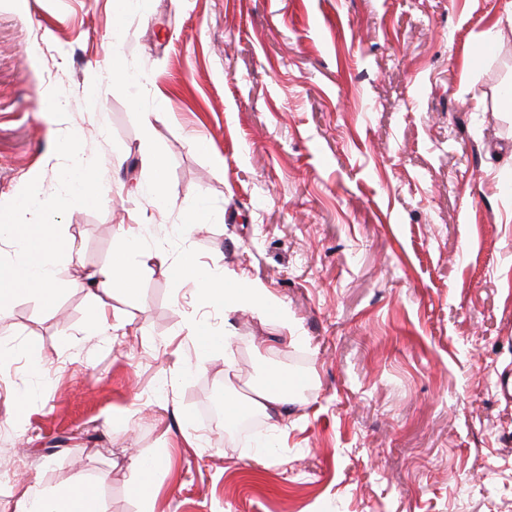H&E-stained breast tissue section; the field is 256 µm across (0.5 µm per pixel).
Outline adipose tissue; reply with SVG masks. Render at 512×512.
<instances>
[{"label":"adipose tissue","mask_w":512,"mask_h":512,"mask_svg":"<svg viewBox=\"0 0 512 512\" xmlns=\"http://www.w3.org/2000/svg\"><path fill=\"white\" fill-rule=\"evenodd\" d=\"M0 237L16 242L18 253L9 261H0V298L14 293L18 287L31 286L42 297L45 305H53L66 288L56 274L55 259L70 248L69 240L57 233L33 235L30 225L4 224ZM181 272L185 278L200 283L204 292L219 297L225 315H232L245 305L265 308L268 297L261 285L239 282L237 287H224L222 280L205 273L192 256H184ZM139 267L132 257L130 244H121L111 262L95 271L93 279L101 291L112 293L115 289L135 292ZM17 512H101L95 494L83 477H75L64 487L48 491H23Z\"/></svg>","instance_id":"1"}]
</instances>
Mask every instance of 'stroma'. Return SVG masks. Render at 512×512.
<instances>
[{
	"mask_svg": "<svg viewBox=\"0 0 512 512\" xmlns=\"http://www.w3.org/2000/svg\"><path fill=\"white\" fill-rule=\"evenodd\" d=\"M510 85L512 0H0V216L82 284L0 305V512L77 474L140 512L155 453V512H512ZM127 236L136 292L86 288ZM281 381L267 456L236 426ZM181 272L185 278L202 284V290L208 296L219 297L224 305L225 316L236 313L244 305L256 306L262 311L268 302L265 289L257 283L240 281L236 288H223V280L205 273L189 254L183 257ZM291 391L288 386L280 385L263 390L254 391L249 399L251 406L261 409L266 417L277 424L288 418V405ZM145 459L146 458L144 457H138L132 462V465L136 468L142 477V479L139 480L133 490L136 496L141 499L143 505L145 506L143 512H154L152 496L150 493V478L152 474L146 475L149 471L144 469L143 463Z\"/></svg>",
	"mask_w": 512,
	"mask_h": 512,
	"instance_id": "35a3bbf8",
	"label": "stroma"
}]
</instances>
